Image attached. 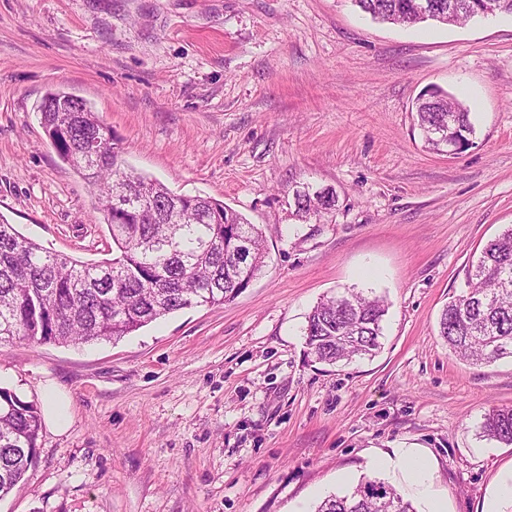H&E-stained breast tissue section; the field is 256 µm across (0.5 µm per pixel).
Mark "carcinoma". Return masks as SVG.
<instances>
[{
	"instance_id": "1",
	"label": "carcinoma",
	"mask_w": 512,
	"mask_h": 512,
	"mask_svg": "<svg viewBox=\"0 0 512 512\" xmlns=\"http://www.w3.org/2000/svg\"><path fill=\"white\" fill-rule=\"evenodd\" d=\"M371 19L421 22L418 0H353ZM455 23L480 16L484 4L512 15V0H455ZM41 120L61 160L98 189L100 210L115 246L110 261L60 257L0 221V343L114 341L163 316L197 305L222 304L248 288L264 263L263 235L224 202L176 194L124 167L112 131L87 103L50 91ZM416 120L434 150L475 133L469 110L448 92L423 94ZM296 214L320 216L336 195L305 184L294 191ZM251 243L240 257L239 241ZM388 302L346 288L322 299L306 316L304 353L324 365L373 357L381 349ZM440 336L474 364L512 358V226L489 240L470 271L469 291L446 304ZM38 407L0 388V498L23 480L37 459ZM481 433L512 445V407L484 415ZM316 512H415L389 483L363 477L344 494H331Z\"/></svg>"
}]
</instances>
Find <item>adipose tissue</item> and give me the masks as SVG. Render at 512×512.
<instances>
[{
	"instance_id": "adipose-tissue-1",
	"label": "adipose tissue",
	"mask_w": 512,
	"mask_h": 512,
	"mask_svg": "<svg viewBox=\"0 0 512 512\" xmlns=\"http://www.w3.org/2000/svg\"><path fill=\"white\" fill-rule=\"evenodd\" d=\"M371 464L406 492L418 497L424 512H446L444 498L434 486L433 461L426 452L416 448H395L373 455Z\"/></svg>"
}]
</instances>
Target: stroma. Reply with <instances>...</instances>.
I'll return each instance as SVG.
<instances>
[{
	"label": "stroma",
	"instance_id": "35a3bbf8",
	"mask_svg": "<svg viewBox=\"0 0 512 512\" xmlns=\"http://www.w3.org/2000/svg\"><path fill=\"white\" fill-rule=\"evenodd\" d=\"M441 87L473 144L429 150L415 103ZM84 99L126 166L262 229L235 298L120 341L0 344V387L70 427L0 512H314L371 474L374 451L425 449L447 512H512V446L481 437L512 406V358L460 359L438 333L485 243L512 225V15L380 23L352 0H0V217L50 251L112 258L96 189L62 162L39 106ZM336 207L298 220L296 186ZM346 288L385 297L380 352L307 362L306 316ZM44 400L48 423L60 432L66 431L69 426V417L63 405L61 393L56 389H46Z\"/></svg>",
	"mask_w": 512,
	"mask_h": 512
}]
</instances>
